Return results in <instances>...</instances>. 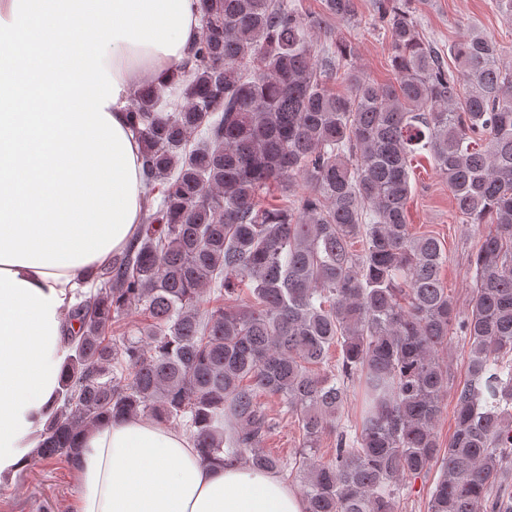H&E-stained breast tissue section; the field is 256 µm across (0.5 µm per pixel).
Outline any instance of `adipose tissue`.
<instances>
[{"label": "adipose tissue", "mask_w": 512, "mask_h": 512, "mask_svg": "<svg viewBox=\"0 0 512 512\" xmlns=\"http://www.w3.org/2000/svg\"><path fill=\"white\" fill-rule=\"evenodd\" d=\"M199 32V0H0V482L55 408L78 281L142 222L128 100ZM79 448L75 512H306L277 474L203 459L158 421L103 419Z\"/></svg>", "instance_id": "ef3b65f1"}]
</instances>
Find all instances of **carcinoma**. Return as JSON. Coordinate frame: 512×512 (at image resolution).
Wrapping results in <instances>:
<instances>
[{
	"instance_id": "carcinoma-1",
	"label": "carcinoma",
	"mask_w": 512,
	"mask_h": 512,
	"mask_svg": "<svg viewBox=\"0 0 512 512\" xmlns=\"http://www.w3.org/2000/svg\"><path fill=\"white\" fill-rule=\"evenodd\" d=\"M416 2L375 0L395 74L378 84L332 30L356 0L315 14L303 0H199L187 61L131 101L143 224L76 291L38 456L74 468L83 431L140 415L182 427L206 458L286 477L289 459L263 448L269 395L300 430L307 512H396L405 481L433 470L427 512H512V70L475 31L432 46ZM421 151L455 211L487 225L463 314L441 241L407 223ZM273 185L290 197L264 206ZM458 345L467 375L445 444L439 356Z\"/></svg>"
}]
</instances>
